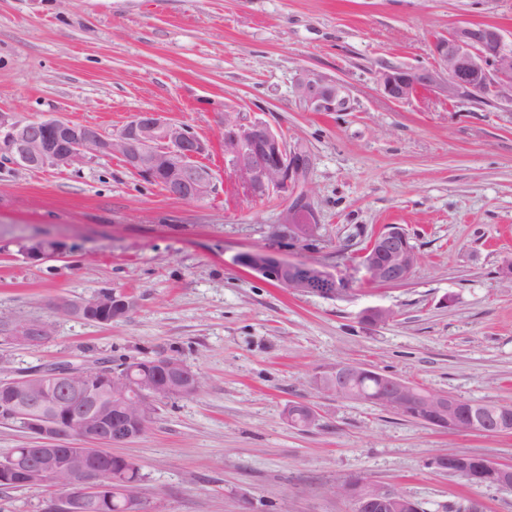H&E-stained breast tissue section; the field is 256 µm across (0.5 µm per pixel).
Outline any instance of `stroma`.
Masks as SVG:
<instances>
[{
	"label": "stroma",
	"instance_id": "1",
	"mask_svg": "<svg viewBox=\"0 0 512 512\" xmlns=\"http://www.w3.org/2000/svg\"><path fill=\"white\" fill-rule=\"evenodd\" d=\"M484 22L512 37V0H0V111L114 130L137 112L182 122L212 148L216 190L169 196L117 158L28 171L0 162V323L51 321L38 345L0 340V379L52 363L179 351L202 379L158 404L145 431L112 447L137 464L147 512H351L337 494L369 480L422 512H512V491L430 467L440 454L512 464V432L441 430L403 413L321 393L341 361L472 402L512 405V105L394 103L373 74L424 66L434 40ZM343 81L350 112H305L301 68ZM259 118L311 158L317 229L268 236L286 200L243 197L224 164L222 110ZM402 227L419 261L401 285L368 281L355 255ZM58 251L30 260L27 245ZM267 249L340 272L344 298L299 293L247 272L236 254ZM103 290L128 296L107 324L61 313ZM392 310L383 325L363 309ZM318 413L289 424L288 404ZM0 422L15 448H87ZM55 488H0V512H42Z\"/></svg>",
	"mask_w": 512,
	"mask_h": 512
}]
</instances>
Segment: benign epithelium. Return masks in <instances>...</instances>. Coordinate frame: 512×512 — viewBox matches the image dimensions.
<instances>
[{"instance_id":"obj_1","label":"benign epithelium","mask_w":512,"mask_h":512,"mask_svg":"<svg viewBox=\"0 0 512 512\" xmlns=\"http://www.w3.org/2000/svg\"><path fill=\"white\" fill-rule=\"evenodd\" d=\"M434 64L422 67L387 65L375 74L378 92L392 102H404L423 93H434L447 101L465 94L476 102L506 99L512 102V41L502 29L486 23H469L454 27L436 39ZM291 94L296 105L305 112H350L353 109L349 88L313 70L302 68L293 78ZM220 138L224 155L229 158L235 178L244 193L252 198L277 191L307 204L306 196L296 193L305 179L309 161L302 158L297 146L268 123L246 120L240 113L226 111L220 119ZM211 143L192 129L166 119L159 112H138L121 128L106 132L98 128L61 119L45 117L18 120L8 112L0 113V150L9 154L11 163L26 169L83 162L87 156L118 157L137 175L161 182L167 194L182 200H203L215 191L214 174L203 166ZM358 266L366 279L382 284H403L411 276L419 256L408 243L407 235L397 227H387L375 234L357 256ZM234 262L285 288L306 293L315 286L329 285L330 297H345L351 289L343 288L342 276L319 263L302 265L278 254L253 249L238 254ZM393 312L384 307H369L362 319L374 325L390 321ZM166 380L152 382L138 391L140 422L152 416L154 403L168 395L172 381L188 378L187 391L194 389L198 375L181 362L168 356L157 359ZM364 367L341 361L315 379L323 393L356 399L360 393L351 379ZM42 388L38 377L26 374L12 380L11 389L32 397ZM376 404L403 412L422 406L431 412L430 425L483 434L512 432V420L504 417L492 423L465 409L466 401L444 393L421 392L414 385L394 377H384L375 396ZM132 417L123 412L120 420L103 430L97 416L86 410L79 428L68 419L40 418L29 421V431L54 438L72 431L107 446L134 438ZM86 448H39L37 460L22 471L26 478L64 469L66 479L65 510L79 512L85 498L92 493L111 489L101 482L96 470L87 463ZM433 467L468 482H489L512 490V465L492 462L484 457L440 454ZM349 499L353 512H408V499L399 493L364 480L347 482L337 488Z\"/></svg>"}]
</instances>
